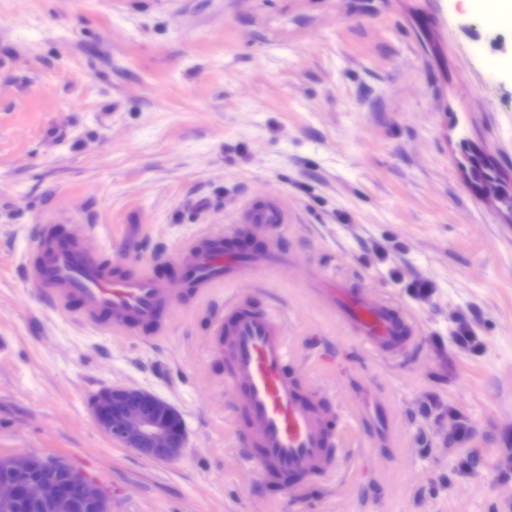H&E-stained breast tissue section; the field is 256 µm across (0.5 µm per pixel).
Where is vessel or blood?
Returning <instances> with one entry per match:
<instances>
[{
    "label": "vessel or blood",
    "mask_w": 512,
    "mask_h": 512,
    "mask_svg": "<svg viewBox=\"0 0 512 512\" xmlns=\"http://www.w3.org/2000/svg\"><path fill=\"white\" fill-rule=\"evenodd\" d=\"M240 222L253 231L287 223V211L276 203L263 207L246 206ZM37 259L27 262L26 280L40 288L45 301L64 305L72 295L84 301V320L97 324L101 312L112 317L111 333L126 336L134 321L151 322L169 292L147 276L122 280L110 277L91 252L68 244H50L41 238ZM185 262L195 286L214 288L252 267L249 259L225 256L221 240H214L208 254L187 249ZM317 300L336 314L363 346L378 353H406L413 343L409 322L380 298L341 281L319 279L312 288ZM236 320L232 327L215 321L214 335L223 337L232 359L226 381L236 401L257 422L252 441L259 449L258 473L268 480L281 474L314 473L327 470L329 438L324 415L316 406L304 403L298 383L287 372L288 344L282 326L266 313L245 311L239 300L225 304Z\"/></svg>",
    "instance_id": "1"
}]
</instances>
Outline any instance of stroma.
Listing matches in <instances>:
<instances>
[{
    "label": "stroma",
    "mask_w": 512,
    "mask_h": 512,
    "mask_svg": "<svg viewBox=\"0 0 512 512\" xmlns=\"http://www.w3.org/2000/svg\"><path fill=\"white\" fill-rule=\"evenodd\" d=\"M475 153L512 194L502 0H0V455L63 457L112 512H512V210ZM264 196L288 221L254 234L238 214ZM45 228L172 288L159 325L116 337L46 304L21 275ZM210 231L292 263L194 291L182 247ZM317 275L406 314L416 350L353 340ZM233 296L281 324L333 470L263 482L244 457L208 336ZM113 385L176 408L177 461L98 428ZM367 390L384 419L356 415Z\"/></svg>",
    "instance_id": "stroma-1"
}]
</instances>
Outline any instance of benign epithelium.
Listing matches in <instances>:
<instances>
[{
  "instance_id": "obj_1",
  "label": "benign epithelium",
  "mask_w": 512,
  "mask_h": 512,
  "mask_svg": "<svg viewBox=\"0 0 512 512\" xmlns=\"http://www.w3.org/2000/svg\"><path fill=\"white\" fill-rule=\"evenodd\" d=\"M92 416L107 436L138 455L158 462L178 459L185 434L177 410L139 388L109 386L90 400ZM0 506L17 512H110L98 485L65 460L39 453L0 456Z\"/></svg>"
}]
</instances>
